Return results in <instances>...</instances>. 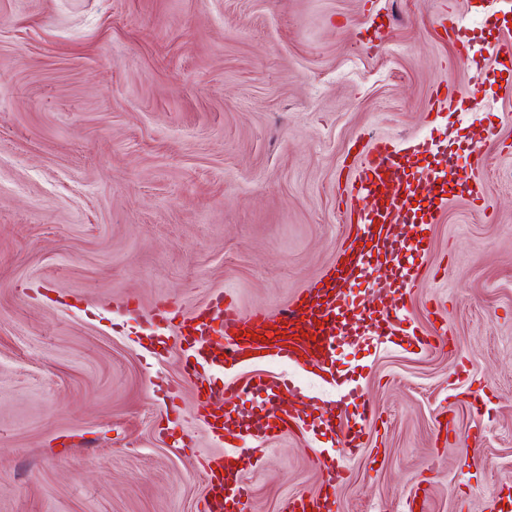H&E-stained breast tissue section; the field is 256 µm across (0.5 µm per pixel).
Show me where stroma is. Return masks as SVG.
Listing matches in <instances>:
<instances>
[{
  "instance_id": "35a3bbf8",
  "label": "stroma",
  "mask_w": 512,
  "mask_h": 512,
  "mask_svg": "<svg viewBox=\"0 0 512 512\" xmlns=\"http://www.w3.org/2000/svg\"><path fill=\"white\" fill-rule=\"evenodd\" d=\"M445 13L470 65H449ZM506 19L512 0H0V512H200L219 447L152 310L224 290L273 314L313 286L345 243L365 134L444 141L486 206L456 189L403 227L423 261L373 263L344 386L262 364L312 416L357 419L358 393L377 418L354 456L333 433L273 441L248 512L317 494L319 448L350 471L339 512L512 499V84L487 52ZM474 86L484 109L428 118L436 91ZM402 267L420 273L404 304ZM443 329L452 351L416 349ZM450 41L456 48L455 58L451 65L464 63L471 58V42L472 38L467 34V30L463 29L455 18L448 13V25L442 24Z\"/></svg>"
}]
</instances>
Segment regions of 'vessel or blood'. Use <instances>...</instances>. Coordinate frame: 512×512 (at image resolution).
I'll use <instances>...</instances> for the list:
<instances>
[{
    "mask_svg": "<svg viewBox=\"0 0 512 512\" xmlns=\"http://www.w3.org/2000/svg\"><path fill=\"white\" fill-rule=\"evenodd\" d=\"M455 46L456 62H466L472 39L456 20L444 27ZM447 145L421 139L407 148H395L383 137L367 141L358 155L353 188L357 202L347 210L345 221L355 235L339 254L331 271L315 285L294 298L275 317L263 311H244L226 292L214 294L192 315L156 309L158 324H176L184 345L188 373L209 372V391L232 397L265 394L270 406L259 420L247 422L241 411L232 409L213 415L207 425L223 445V452L209 457L203 465L207 480L202 512H246L251 490L243 475L248 459L239 452V441L266 443L304 429L306 421L294 397L298 388L278 376L258 373L237 380H223L228 368L248 361L269 359L296 366L316 367L323 380L341 384L337 365L340 338L346 335V314L361 307L358 297L344 296L343 279L366 280L372 253H396L410 246V239L398 232L401 224H428L433 211L442 206L449 192L444 170L416 163L420 156L446 153ZM323 491L316 497L288 499L283 512H338L336 490L346 477L344 467L332 453L315 459Z\"/></svg>",
    "mask_w": 512,
    "mask_h": 512,
    "instance_id": "b4317fda",
    "label": "vessel or blood"
}]
</instances>
